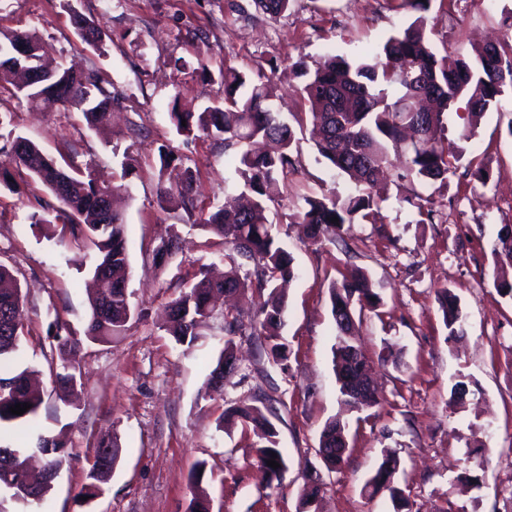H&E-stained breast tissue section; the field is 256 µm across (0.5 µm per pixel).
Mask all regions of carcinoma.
I'll return each mask as SVG.
<instances>
[{"mask_svg": "<svg viewBox=\"0 0 512 512\" xmlns=\"http://www.w3.org/2000/svg\"><path fill=\"white\" fill-rule=\"evenodd\" d=\"M254 3L263 13L279 17L288 11L290 0ZM72 17L82 41L94 51L103 52L106 33L102 21L75 10ZM293 75L300 79L302 96L308 102L305 127L310 129L317 153L353 184V191L344 197L331 191L305 199L304 208L294 215L293 223L302 235L320 242L332 239L345 224L369 221L384 201L376 190L379 176L393 166L391 151L403 143L406 147L396 178L423 185L448 183L464 149L449 144L442 136L443 117L458 100H467V124L460 139H472L480 120L497 108L506 89H512V35L485 44L472 57L441 55L427 34L425 18L419 16L395 29L372 56L361 59L327 54L311 67L301 58L293 66ZM2 83L10 85L12 95L25 100L32 109H51L60 102L81 112L88 126L95 129L106 126L112 110L121 105V98L109 89V81L95 69L71 73L62 70L37 81L30 92L19 91L20 81L13 72L0 70ZM220 83L223 94L201 112L183 111L179 97H174L170 118L178 134L188 136L198 130L224 143V155L238 159L232 190L243 203L218 208L204 219L202 227L220 237L224 248L230 250L226 254L229 262L221 280L209 276L207 264H199L191 282L168 304L169 331L180 343L194 341L197 326L214 310L212 299L216 294L230 297L254 288L265 298L256 318L247 325L238 315L224 312L227 339L208 378L209 385L224 380L226 368L235 363L234 337L247 329L263 339L273 358L281 357L278 336L287 302L279 283L296 276L293 257L272 235L267 216L272 201L270 186L278 177H287L293 166L296 132L273 108L271 77L263 73L250 76L226 64L220 71ZM11 153L18 167L52 193L58 202L57 218L70 225L72 234L94 236L96 251L88 264L89 272L120 275L128 263L124 216L114 204L112 221H105L103 204L105 198L117 196L122 186L101 184L72 164L62 166L22 135L12 140ZM195 183V174L188 167L178 181L159 182L162 208L194 215L199 209ZM333 218L338 222H331ZM491 254L495 263L512 265L511 232L497 236ZM437 300L448 336L462 334L463 316L457 296L443 288ZM22 301L20 283L0 265V379L13 384L12 389L0 393V499L7 510L12 504L43 500L51 489L54 472L63 463V444L55 440L50 448L42 445L43 434L36 424L41 399L30 391L29 368L21 362L25 335ZM330 302L339 338L333 348L336 381L345 404L355 408L361 401L349 393L348 381L371 380L370 365L361 352L351 354L355 346L346 344L342 323L357 310H377L381 298L369 274L353 267L342 272L340 282L333 284ZM131 316L128 298L114 293L107 303L97 289L90 300L85 336L108 342L123 330ZM57 326L65 335L59 337L61 371L56 373V381L71 386L80 340L68 332L65 324L59 322ZM18 403H28L31 408L21 415L11 414L9 408ZM230 418L257 438L261 467L274 476L285 469L284 455L277 448V430L260 407L238 406ZM348 432V423L332 418L325 423L320 441L330 446ZM28 450L47 453L44 467L29 473L20 483L8 480L11 454ZM121 451L116 440L99 439L88 470L89 482L78 489L75 497L95 498L101 494V484L112 473ZM272 458L280 467L267 466ZM398 466L395 453L384 451L365 485L372 496L389 494L396 508L401 501V490L394 483ZM201 482V472H192L190 512H210V499L198 490ZM319 493L317 484L305 488L299 512H316Z\"/></svg>", "mask_w": 512, "mask_h": 512, "instance_id": "1", "label": "carcinoma"}]
</instances>
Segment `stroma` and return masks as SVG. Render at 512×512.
<instances>
[{"label":"stroma","mask_w":512,"mask_h":512,"mask_svg":"<svg viewBox=\"0 0 512 512\" xmlns=\"http://www.w3.org/2000/svg\"><path fill=\"white\" fill-rule=\"evenodd\" d=\"M284 16L259 11L254 0H0V30H30L59 63L96 68L124 96L112 125L90 129L82 114L37 112L0 94V264L19 280L28 334L26 366L38 373V424L65 442L64 462L43 501L17 512H188L189 476L204 468L212 512H299L310 482L321 486V512H393L388 496L365 485L384 451L400 460L395 483L403 512H512V298L494 286L492 242L512 226V90L499 111L482 118L447 185L424 189L432 220L416 221L403 181L389 185L375 223L354 225L336 241L305 239L291 217L326 190L344 195L349 181L335 173L313 144L301 140L295 166L278 186L268 217L294 258L298 276L286 289L288 308L272 359L257 337H236L237 364L220 388L208 387L224 347V310L216 308L193 343L166 331L168 303L191 278L201 255L224 271V245L193 227L179 210L158 203L160 146L177 167L196 175L204 212L223 205L235 161L200 132L177 135L173 102L202 111L220 95L224 65L269 72L273 103L290 125L308 110L291 65L326 53L353 57L378 49L394 27L417 13L404 0H290ZM103 17L104 54L90 50L72 25V12ZM512 0H431L427 31L438 52L474 53L485 38L504 35ZM183 67H175V60ZM23 135L51 157L73 154L94 177L113 183L129 160L121 206L129 257V303L135 312L109 342L84 338L88 293L83 261L89 241L56 220L48 190L16 167L9 149ZM482 159L487 181L472 177L470 158ZM181 238L165 264L153 249L167 232ZM371 276L379 312L354 315V339L371 365L379 401L348 410L332 368L336 330L329 287L349 267ZM448 289L465 317L452 338L437 292ZM81 341L79 385L71 400L58 396L52 370L60 363L56 321ZM259 406L276 427L286 467L266 475L255 438L224 413L240 403ZM351 423L349 455L330 470L318 454L324 424ZM116 438L121 457L99 497L82 501L88 459L102 436Z\"/></svg>","instance_id":"1"}]
</instances>
